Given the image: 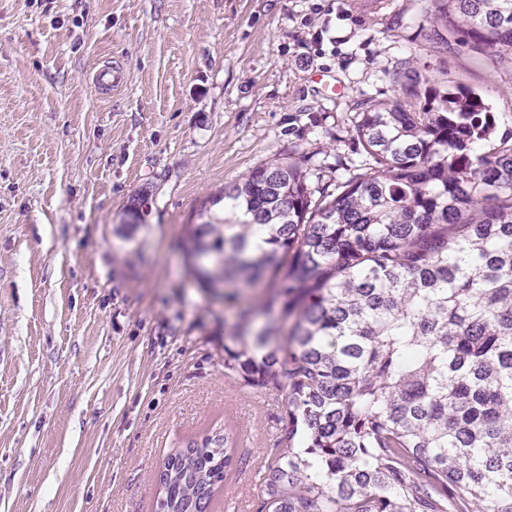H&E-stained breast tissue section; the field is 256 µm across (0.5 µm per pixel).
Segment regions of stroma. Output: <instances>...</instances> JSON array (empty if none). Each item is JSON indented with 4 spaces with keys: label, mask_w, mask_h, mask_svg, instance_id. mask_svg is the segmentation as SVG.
Masks as SVG:
<instances>
[{
    "label": "stroma",
    "mask_w": 512,
    "mask_h": 512,
    "mask_svg": "<svg viewBox=\"0 0 512 512\" xmlns=\"http://www.w3.org/2000/svg\"><path fill=\"white\" fill-rule=\"evenodd\" d=\"M434 29L431 0H0V512H160L167 459L228 425L212 512H252L285 402L225 378L238 304L186 227L276 159L335 192L360 103L409 84L511 137L512 65Z\"/></svg>",
    "instance_id": "stroma-1"
}]
</instances>
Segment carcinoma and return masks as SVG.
I'll use <instances>...</instances> for the list:
<instances>
[{
  "label": "carcinoma",
  "instance_id": "1",
  "mask_svg": "<svg viewBox=\"0 0 512 512\" xmlns=\"http://www.w3.org/2000/svg\"><path fill=\"white\" fill-rule=\"evenodd\" d=\"M444 43L512 61V0H432ZM366 171L313 199L274 160L191 224L201 287L269 277L271 315L239 310L224 376L286 396L255 512H512V139L468 88L356 113ZM264 246L252 248L254 227ZM230 431L171 456L163 512H205L233 465Z\"/></svg>",
  "mask_w": 512,
  "mask_h": 512
}]
</instances>
